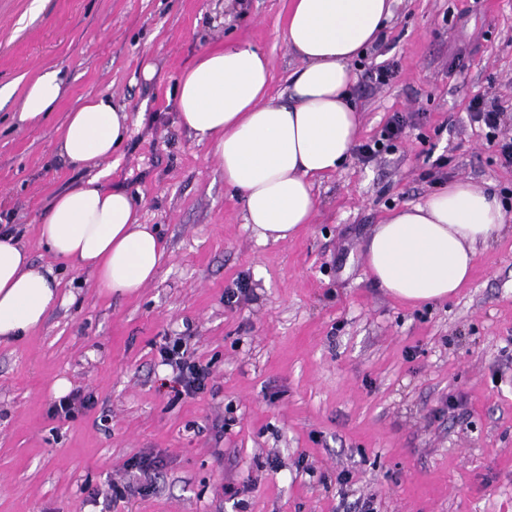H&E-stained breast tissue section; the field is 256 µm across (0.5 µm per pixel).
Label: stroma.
<instances>
[{"mask_svg": "<svg viewBox=\"0 0 512 512\" xmlns=\"http://www.w3.org/2000/svg\"><path fill=\"white\" fill-rule=\"evenodd\" d=\"M288 2L0 0V218L64 297L42 329L0 343V512H361L366 499L374 512H512V235L479 249L469 286L441 303L390 297L364 258L376 224L436 192L432 156L512 213V167L468 109L479 93L512 117V0H392L383 40L354 64L397 66L388 85L351 87L359 139L397 112L417 123L317 182L312 224L263 244L172 89L201 51L241 42L285 90L298 66L281 37ZM47 67L64 94L21 122L19 95ZM99 94L144 117L113 153L112 181L167 249L133 297L102 293L38 242L54 195L91 176L55 142ZM241 280L248 295L225 305ZM169 336L210 363L205 393L173 401ZM60 378L91 398L85 414L50 417ZM144 454L160 460L146 493L92 498L131 481Z\"/></svg>", "mask_w": 512, "mask_h": 512, "instance_id": "1", "label": "stroma"}]
</instances>
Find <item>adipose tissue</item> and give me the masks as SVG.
<instances>
[{"label":"adipose tissue","mask_w":512,"mask_h":512,"mask_svg":"<svg viewBox=\"0 0 512 512\" xmlns=\"http://www.w3.org/2000/svg\"><path fill=\"white\" fill-rule=\"evenodd\" d=\"M390 14L391 0H290L283 41L300 65L277 95L270 92L268 57L247 43L204 50L177 78L179 122L190 138L210 146L261 243L288 240L312 223L314 181L351 157L359 132L353 62ZM63 92L59 70H41L20 99L21 121H39ZM130 135L128 113L110 96L86 98L70 112L58 152L92 175L59 192L37 226L40 245L55 259L90 271L106 293L128 297L157 278L166 258L139 204L108 183L112 170L104 162ZM505 229L494 193L452 181L376 225L366 265L395 298L443 301L469 284L478 248ZM59 299L53 270L34 264L21 237L0 229V342L41 329Z\"/></svg>","instance_id":"ef3b65f1"}]
</instances>
